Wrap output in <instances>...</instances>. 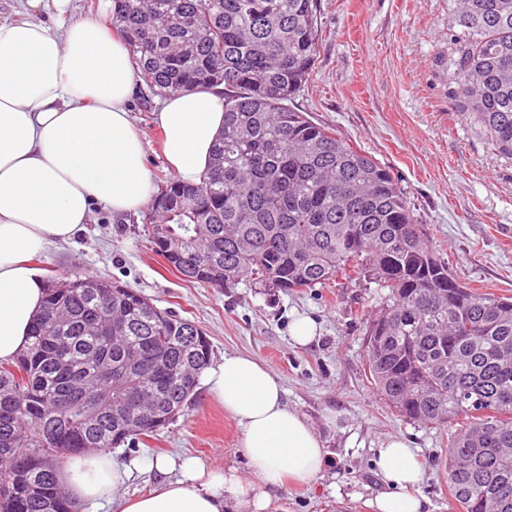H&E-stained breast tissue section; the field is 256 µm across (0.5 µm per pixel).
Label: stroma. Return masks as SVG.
Segmentation results:
<instances>
[{
	"label": "stroma",
	"mask_w": 512,
	"mask_h": 512,
	"mask_svg": "<svg viewBox=\"0 0 512 512\" xmlns=\"http://www.w3.org/2000/svg\"><path fill=\"white\" fill-rule=\"evenodd\" d=\"M323 37L316 68L295 106L389 168L425 236L449 268L482 293L512 297V159L451 110L442 61L448 58L452 0H318ZM106 0H43L52 26L74 19L109 20ZM160 98L138 85L133 119L147 142L154 179L169 177L155 120ZM41 272L105 276L140 291L159 309L190 319L209 337L213 362L242 354L280 379L289 405L311 423L327 449L321 478L275 493L271 512H374L385 486L378 448L404 437L426 469L417 493L425 512H455L444 479L445 431L400 417L367 383L363 371L366 316L379 301L375 284L357 280L297 292L268 290L242 278L227 290L191 285L166 269L138 214L113 219L97 207L90 224L35 259ZM300 316L318 328L300 347L290 327ZM241 429L205 385L175 420L135 447L113 449L129 469L112 502L78 512H118L121 500L151 491L179 470L160 473L144 459L192 456L206 467L246 471Z\"/></svg>",
	"instance_id": "obj_1"
}]
</instances>
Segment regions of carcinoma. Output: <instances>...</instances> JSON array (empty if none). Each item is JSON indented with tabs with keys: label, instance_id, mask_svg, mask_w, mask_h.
Wrapping results in <instances>:
<instances>
[{
	"label": "carcinoma",
	"instance_id": "1",
	"mask_svg": "<svg viewBox=\"0 0 512 512\" xmlns=\"http://www.w3.org/2000/svg\"><path fill=\"white\" fill-rule=\"evenodd\" d=\"M448 103L512 158V0H453ZM318 0H112L110 25L160 97L224 86V133L198 184L160 181L142 223L181 280L250 275L297 291L372 276L367 379L398 416L448 436L461 512H512V298L482 294L423 238L386 166L289 105L314 70ZM26 350L0 363V512H74L56 461L134 446L191 399L212 345L107 277L53 285Z\"/></svg>",
	"mask_w": 512,
	"mask_h": 512
}]
</instances>
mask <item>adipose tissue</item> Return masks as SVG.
<instances>
[{
    "instance_id": "adipose-tissue-1",
    "label": "adipose tissue",
    "mask_w": 512,
    "mask_h": 512,
    "mask_svg": "<svg viewBox=\"0 0 512 512\" xmlns=\"http://www.w3.org/2000/svg\"><path fill=\"white\" fill-rule=\"evenodd\" d=\"M43 0H25L26 18L0 16V361L27 347L47 284L34 257L72 239L93 206L120 217L154 192L146 142L128 104L137 65L102 21L78 19L56 29L40 16ZM173 176L200 181L224 129L221 89L168 94L156 114ZM201 377L241 428L249 468L207 470L197 459L181 477L124 501L121 512H269L276 491L316 481L328 453L298 410L288 406L274 372L238 354ZM375 465L388 486L377 512H424L414 490L425 469L408 441L378 449ZM127 476L105 450L81 455L60 472L76 503L108 500Z\"/></svg>"
}]
</instances>
